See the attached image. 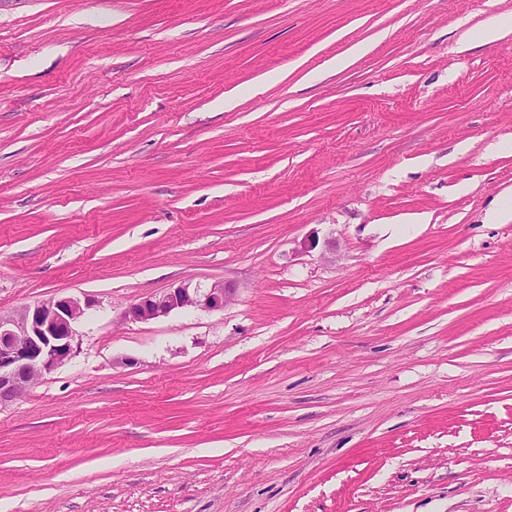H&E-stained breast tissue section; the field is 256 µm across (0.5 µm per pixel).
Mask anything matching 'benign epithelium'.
<instances>
[{
	"label": "benign epithelium",
	"mask_w": 512,
	"mask_h": 512,
	"mask_svg": "<svg viewBox=\"0 0 512 512\" xmlns=\"http://www.w3.org/2000/svg\"><path fill=\"white\" fill-rule=\"evenodd\" d=\"M234 297L235 289L225 281L205 288L181 284L140 298L127 307L123 317L148 322L186 308L218 311ZM91 306L88 299L68 296L38 301L9 318L0 316L1 407L72 357L74 324Z\"/></svg>",
	"instance_id": "7a95c632"
}]
</instances>
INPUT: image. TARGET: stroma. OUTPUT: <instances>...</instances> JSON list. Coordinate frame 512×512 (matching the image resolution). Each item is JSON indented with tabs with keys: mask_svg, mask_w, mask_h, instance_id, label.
Returning a JSON list of instances; mask_svg holds the SVG:
<instances>
[{
	"mask_svg": "<svg viewBox=\"0 0 512 512\" xmlns=\"http://www.w3.org/2000/svg\"><path fill=\"white\" fill-rule=\"evenodd\" d=\"M499 18L0 0V315L94 302L0 409V512H512ZM222 280L224 310L123 317Z\"/></svg>",
	"mask_w": 512,
	"mask_h": 512,
	"instance_id": "1",
	"label": "stroma"
}]
</instances>
